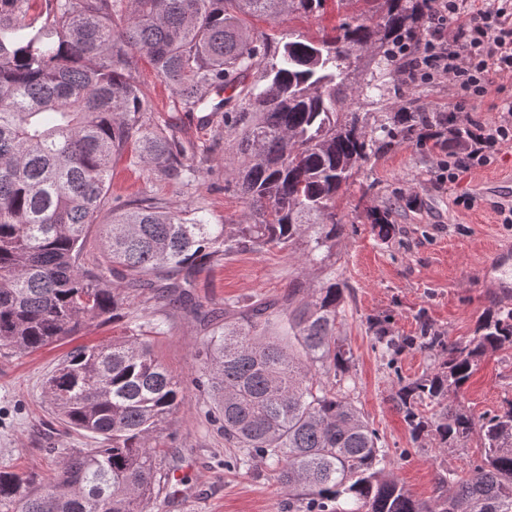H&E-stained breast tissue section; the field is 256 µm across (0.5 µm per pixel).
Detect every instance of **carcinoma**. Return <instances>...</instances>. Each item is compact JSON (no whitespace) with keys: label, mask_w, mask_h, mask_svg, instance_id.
Returning a JSON list of instances; mask_svg holds the SVG:
<instances>
[{"label":"carcinoma","mask_w":512,"mask_h":512,"mask_svg":"<svg viewBox=\"0 0 512 512\" xmlns=\"http://www.w3.org/2000/svg\"><path fill=\"white\" fill-rule=\"evenodd\" d=\"M0 0V350L35 352L93 322L123 316L125 291L187 303L192 277L242 249L286 251L316 229L307 257L326 266L342 224L336 198L367 157L356 117L342 111L345 58L380 54L416 4L389 0L375 27L342 23L321 40L258 37L245 16L310 15L325 0ZM149 60L187 109L224 112L230 176L258 216L211 224L145 195L109 205L113 164L126 153L163 180L194 182L208 157L153 123L134 80ZM229 90L231 95L221 98ZM429 125L425 112L386 113L393 125ZM110 209L111 218L100 222ZM100 225V255L87 260L88 229ZM255 301L216 326L197 366L224 439L269 462L306 512H512V401L474 417L445 404L479 360L512 344V310H500L466 344L424 323L400 341L378 331L386 351L416 346L438 356L433 371L400 386L395 404L413 440L446 444L475 432L484 463L439 479L430 502L414 499L387 471L375 429L353 400L318 378H345L353 355L336 337L344 288L334 279L315 299ZM45 394L69 427L100 447L66 453L45 482L0 470V508L13 512H152L167 473L150 446L183 402L182 382L141 336H120L66 356Z\"/></svg>","instance_id":"obj_1"}]
</instances>
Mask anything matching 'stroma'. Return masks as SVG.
I'll use <instances>...</instances> for the list:
<instances>
[{
	"label": "stroma",
	"mask_w": 512,
	"mask_h": 512,
	"mask_svg": "<svg viewBox=\"0 0 512 512\" xmlns=\"http://www.w3.org/2000/svg\"><path fill=\"white\" fill-rule=\"evenodd\" d=\"M386 12V0H327L323 12L283 14L252 25L255 33L276 39L315 37L321 28L345 21L375 25ZM377 62V56L362 53L346 71V109L358 114L367 137H376L387 112L421 110L434 120L373 148L344 185L336 201L343 228L330 272L312 268L299 243L282 253L236 252L196 274L193 308L152 304L133 293L122 318L90 324L33 353L0 355V470L47 477L64 450L95 447L90 435L59 423L44 396V381L75 348L129 335L132 326L149 325L160 313L165 322L160 334L150 335L151 348L184 387L182 404L156 440L165 451V471L182 479L180 491L162 501L160 512H296L293 497L265 463L235 464L238 451L227 446L223 431L211 422L207 399L194 384L195 369L213 328L224 321L225 308L255 298L281 300L298 281L306 286L297 297L303 303L329 275L344 287L336 335L353 354L349 394L378 430L390 473L415 499L428 502L437 496L443 473L464 475L481 463L484 448L475 434L445 445L431 437L420 445L412 442L393 396L400 382L420 377L436 360L417 348L387 360L373 336L379 327L395 337L415 336L426 322L449 341L464 343L490 311L512 309V290L485 287L480 276L496 249L512 253V223H504L501 215L512 208V146L503 147L490 165L461 172L455 183L441 180L452 87L445 80L406 81L394 62L385 85L371 91L367 84ZM135 79L151 102L153 120L172 124L195 152H208L211 172L205 181L188 185L154 179L143 164L122 158L113 166L112 199L149 194L187 209L206 206L215 224L253 223L225 175L231 163L223 122L200 125L148 63H140ZM464 194L470 206L457 205V196ZM510 401V344L483 356L461 391L449 397L450 404L476 417L497 413Z\"/></svg>",
	"instance_id": "obj_1"
}]
</instances>
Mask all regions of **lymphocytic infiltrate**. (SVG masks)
Here are the masks:
<instances>
[{
	"instance_id": "lymphocytic-infiltrate-1",
	"label": "lymphocytic infiltrate",
	"mask_w": 512,
	"mask_h": 512,
	"mask_svg": "<svg viewBox=\"0 0 512 512\" xmlns=\"http://www.w3.org/2000/svg\"><path fill=\"white\" fill-rule=\"evenodd\" d=\"M421 32L404 30L392 42L396 61L407 64L411 80L447 79L456 99L447 118L456 125L474 101L483 99L494 77L512 79V0H434ZM471 144L448 165L449 181L460 172L491 164L502 147L512 144V107L494 125L468 131Z\"/></svg>"
}]
</instances>
